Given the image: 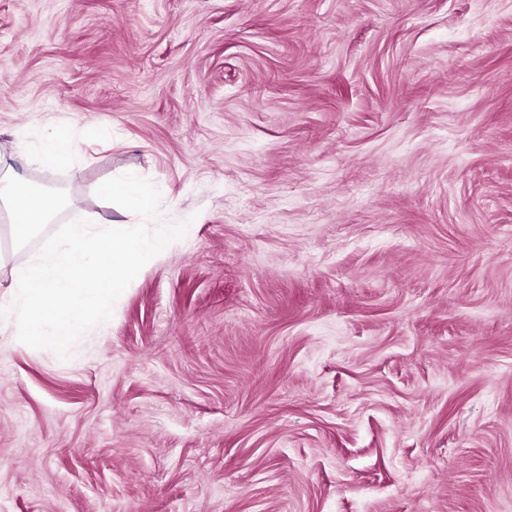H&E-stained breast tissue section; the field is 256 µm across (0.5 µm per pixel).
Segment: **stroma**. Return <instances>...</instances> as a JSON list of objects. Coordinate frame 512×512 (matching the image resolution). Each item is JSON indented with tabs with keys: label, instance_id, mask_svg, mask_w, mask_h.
Segmentation results:
<instances>
[{
	"label": "stroma",
	"instance_id": "stroma-1",
	"mask_svg": "<svg viewBox=\"0 0 512 512\" xmlns=\"http://www.w3.org/2000/svg\"><path fill=\"white\" fill-rule=\"evenodd\" d=\"M0 152L191 222L0 334V512H512V0H0ZM79 133L76 126L70 124L55 126L52 133L36 146L40 163L49 168L67 164L76 153L77 144L80 142Z\"/></svg>",
	"mask_w": 512,
	"mask_h": 512
}]
</instances>
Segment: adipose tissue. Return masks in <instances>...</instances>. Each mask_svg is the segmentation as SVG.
<instances>
[{
    "label": "adipose tissue",
    "mask_w": 512,
    "mask_h": 512,
    "mask_svg": "<svg viewBox=\"0 0 512 512\" xmlns=\"http://www.w3.org/2000/svg\"><path fill=\"white\" fill-rule=\"evenodd\" d=\"M80 141L76 126L60 124L38 142L36 155L43 166L67 164ZM57 203L38 193L31 182L17 174L12 165L0 159V209L10 219V233L15 241L27 240L42 224L48 223Z\"/></svg>",
    "instance_id": "1"
}]
</instances>
